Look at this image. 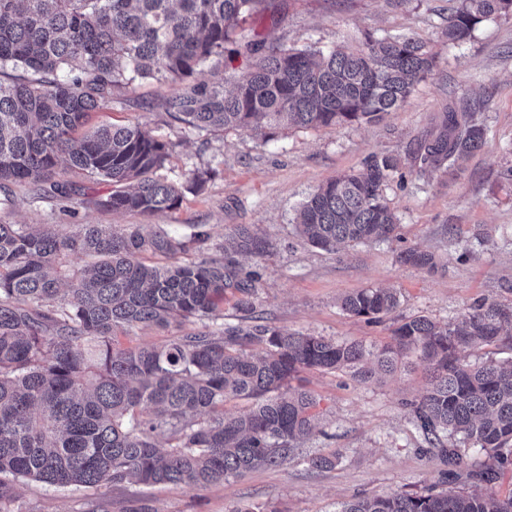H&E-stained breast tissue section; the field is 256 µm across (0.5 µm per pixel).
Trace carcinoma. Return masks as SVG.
I'll return each instance as SVG.
<instances>
[{
    "mask_svg": "<svg viewBox=\"0 0 512 512\" xmlns=\"http://www.w3.org/2000/svg\"><path fill=\"white\" fill-rule=\"evenodd\" d=\"M264 0H0V75L7 66L34 78H0V192L29 179L62 197L52 181L71 169L112 185L98 205L117 212L174 209L179 188L159 174L167 143L141 123L86 130L89 113L112 103L136 78L183 82L166 99L175 119L196 129L320 127L373 123L407 102L430 75L435 55L409 36H363L357 48L274 49L232 76V88L203 67L241 39L242 14ZM512 15V0H460L448 17V43L468 40L477 25ZM477 112L450 110L411 152L416 173L446 169L486 141ZM399 170L393 157L318 186L297 207L298 234L310 245L380 243L397 218L382 194ZM233 243L261 253L265 241L246 227ZM188 241L162 227L75 224L67 233L43 225L0 223V512L17 486L36 481L95 487L136 480L145 485L203 487L293 459L313 434L320 401L291 385L300 372H342L359 382L395 373L414 356L429 386L409 402L429 449L466 470L459 491L354 498L340 512H512V494L494 484L512 468V360L467 363L477 345L512 339V306L483 301L454 321L416 316L384 345L336 342L268 325L204 327L165 345L122 349L120 330L180 326L212 319L224 289L241 294L249 313L254 279L236 263L147 264L170 258ZM85 260L69 269V259ZM401 263L432 269L416 248ZM397 295L368 288L345 296L344 311L369 321L392 312ZM263 352H250L251 346ZM251 399L238 415L224 404ZM486 463L470 469L462 446Z\"/></svg>",
    "mask_w": 512,
    "mask_h": 512,
    "instance_id": "obj_1",
    "label": "carcinoma"
}]
</instances>
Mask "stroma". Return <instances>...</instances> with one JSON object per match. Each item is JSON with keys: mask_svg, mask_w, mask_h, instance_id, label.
Listing matches in <instances>:
<instances>
[{"mask_svg": "<svg viewBox=\"0 0 512 512\" xmlns=\"http://www.w3.org/2000/svg\"><path fill=\"white\" fill-rule=\"evenodd\" d=\"M457 0H272L273 13L239 22L264 47L328 50L354 47L365 33L408 35L436 55V66L409 100L376 124L342 127H282L273 137L252 127L199 131L160 107L178 94V83L135 80L129 91L91 114L88 124H146L169 147L162 174L181 184L205 173L202 189L184 192L163 214L113 212L99 199L112 187L62 170L70 197L42 196L36 185L0 193V222L52 224L160 225L190 238L196 225L208 231L177 262L223 259L227 238L248 227L266 242L262 254H235L240 273H257L253 297L260 322L291 332L339 342H389L397 322L424 315L455 320L476 302L512 305V17L479 24L467 41L452 45L444 34ZM479 101L488 127L484 147L451 168L424 177L392 175L383 195L398 217L397 237L336 251L308 245L295 231V209L317 186L374 156L407 163L413 144L460 100ZM415 247L433 255L428 272L399 262ZM392 288L398 308L379 322L344 312L341 297L364 288ZM302 385L321 401L316 432L303 456L198 488L130 481L120 486L59 488L21 484L12 512H230L247 502L262 512H339L355 497L393 492L437 493L457 489L444 465L425 451L407 406L426 385L420 364L394 377L357 383L342 373L306 370ZM331 456V467L309 468V455Z\"/></svg>", "mask_w": 512, "mask_h": 512, "instance_id": "35a3bbf8", "label": "stroma"}]
</instances>
